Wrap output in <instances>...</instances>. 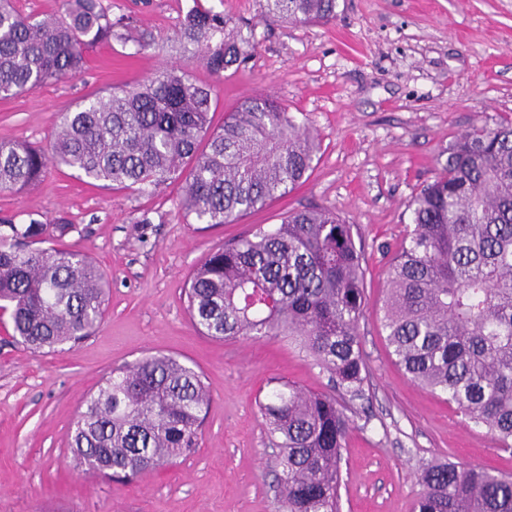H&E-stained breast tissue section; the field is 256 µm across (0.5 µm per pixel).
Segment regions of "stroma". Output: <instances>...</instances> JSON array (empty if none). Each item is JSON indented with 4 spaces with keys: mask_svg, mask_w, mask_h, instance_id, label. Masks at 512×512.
Segmentation results:
<instances>
[{
    "mask_svg": "<svg viewBox=\"0 0 512 512\" xmlns=\"http://www.w3.org/2000/svg\"><path fill=\"white\" fill-rule=\"evenodd\" d=\"M242 25L248 57L214 79L183 62L174 39L194 2ZM117 27L76 78L0 99V139L48 148L58 113L184 63L213 85L214 125L267 94L319 144L312 169L285 195L232 224H203L180 206L182 181L156 193L90 184L49 168L23 192L0 191V215L43 223L66 216L63 247L101 268L108 307L91 336L34 354L0 318V512H274L271 445L259 410L275 380L330 392L326 374L285 336H202L183 291L193 270L255 225L328 208L352 224L363 253L366 307L359 336L368 364L350 402L340 463V512H413L417 477L435 459L512 475V450L417 385L386 344V270L410 228L408 204L432 182L449 143L512 118V0H337L335 20L284 23L260 0H103ZM152 47L140 51V41ZM164 352L202 372L211 403L198 446L132 483L71 463L69 428L103 376Z\"/></svg>",
    "mask_w": 512,
    "mask_h": 512,
    "instance_id": "obj_1",
    "label": "stroma"
}]
</instances>
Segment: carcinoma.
Returning a JSON list of instances; mask_svg holds the SVG:
<instances>
[{"label":"carcinoma","mask_w":512,"mask_h":512,"mask_svg":"<svg viewBox=\"0 0 512 512\" xmlns=\"http://www.w3.org/2000/svg\"><path fill=\"white\" fill-rule=\"evenodd\" d=\"M55 16L0 0V99L83 72L112 40L102 0H63ZM291 22L329 21L336 0H263ZM184 59L221 78L249 41L224 16L192 8L177 33ZM213 88L181 66L61 112L50 149L0 140V190L37 185L51 166L117 189L156 191L185 178L181 205L206 224H233L286 194L318 145L269 96L242 101L212 126ZM434 181L409 203L413 228L387 269L384 329L410 379L455 404L512 448V121L474 127L446 150ZM60 217H0V310L27 349L76 343L106 312L104 275L59 241ZM187 310L213 340L288 336L349 399L364 396L358 334L364 273L353 225L327 208L291 212L212 252L185 288ZM210 403L202 375L156 353L107 375L69 433L75 465L132 482L190 453ZM275 461L277 512H338L341 449L350 428L335 396L278 381L260 402ZM414 512H512V477L448 460L427 464Z\"/></svg>","instance_id":"carcinoma-1"}]
</instances>
